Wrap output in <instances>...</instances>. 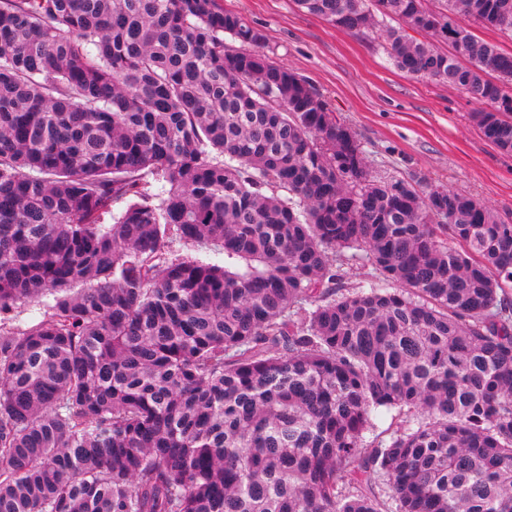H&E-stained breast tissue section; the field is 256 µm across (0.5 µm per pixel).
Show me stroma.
Here are the masks:
<instances>
[{
  "mask_svg": "<svg viewBox=\"0 0 512 512\" xmlns=\"http://www.w3.org/2000/svg\"><path fill=\"white\" fill-rule=\"evenodd\" d=\"M265 37L356 132L373 175L417 174L512 217V155L480 134L474 101L447 84L398 71L380 28L354 34L300 11L294 0H218Z\"/></svg>",
  "mask_w": 512,
  "mask_h": 512,
  "instance_id": "35a3bbf8",
  "label": "stroma"
}]
</instances>
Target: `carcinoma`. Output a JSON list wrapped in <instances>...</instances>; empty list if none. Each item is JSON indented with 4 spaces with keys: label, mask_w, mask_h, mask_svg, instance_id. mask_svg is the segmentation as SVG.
Segmentation results:
<instances>
[{
    "label": "carcinoma",
    "mask_w": 512,
    "mask_h": 512,
    "mask_svg": "<svg viewBox=\"0 0 512 512\" xmlns=\"http://www.w3.org/2000/svg\"><path fill=\"white\" fill-rule=\"evenodd\" d=\"M426 2L296 0L512 154V0ZM511 293L217 0H0V512H512Z\"/></svg>",
    "instance_id": "cac0c4a2"
}]
</instances>
